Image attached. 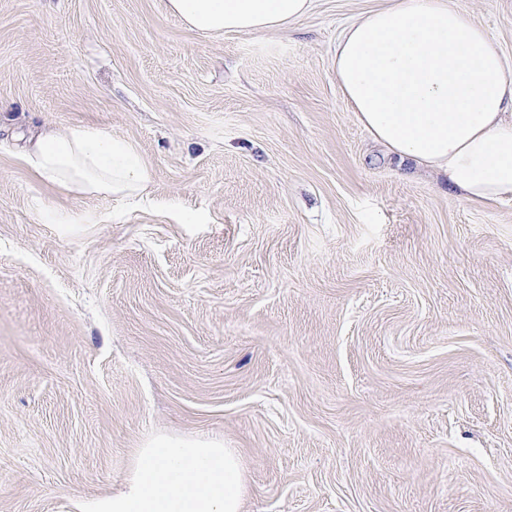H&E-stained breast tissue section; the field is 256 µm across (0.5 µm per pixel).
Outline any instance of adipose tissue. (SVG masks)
<instances>
[{
    "label": "adipose tissue",
    "instance_id": "ef3b65f1",
    "mask_svg": "<svg viewBox=\"0 0 512 512\" xmlns=\"http://www.w3.org/2000/svg\"><path fill=\"white\" fill-rule=\"evenodd\" d=\"M314 0H167L190 29L213 35L282 30ZM341 92L375 143L398 161L445 175L470 202L512 199V59L457 0H395L341 33ZM77 195L134 199L153 169L136 145L95 127L39 136L23 156ZM242 458L221 441L160 437L140 449L122 489L80 512H242Z\"/></svg>",
    "mask_w": 512,
    "mask_h": 512
}]
</instances>
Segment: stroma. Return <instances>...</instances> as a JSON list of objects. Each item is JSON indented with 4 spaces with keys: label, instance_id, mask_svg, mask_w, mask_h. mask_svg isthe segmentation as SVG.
<instances>
[{
    "label": "stroma",
    "instance_id": "1",
    "mask_svg": "<svg viewBox=\"0 0 512 512\" xmlns=\"http://www.w3.org/2000/svg\"><path fill=\"white\" fill-rule=\"evenodd\" d=\"M388 3L212 36L0 0V512H77L158 436L238 449L244 512H512V200L384 158L343 100L340 34ZM458 4L512 57V0ZM84 125L145 201L23 162Z\"/></svg>",
    "mask_w": 512,
    "mask_h": 512
}]
</instances>
